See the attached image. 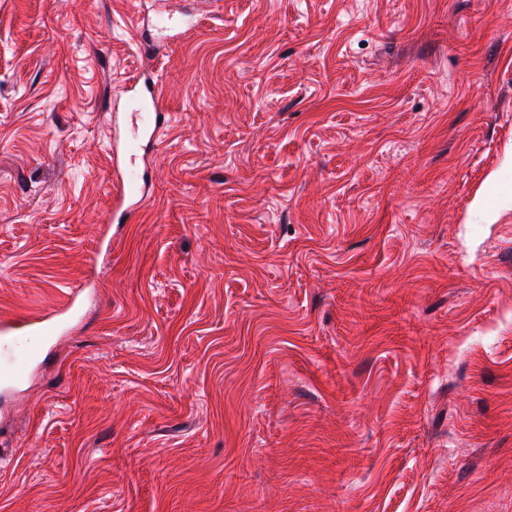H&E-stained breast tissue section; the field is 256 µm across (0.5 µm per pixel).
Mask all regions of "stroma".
Listing matches in <instances>:
<instances>
[{
  "instance_id": "1",
  "label": "stroma",
  "mask_w": 512,
  "mask_h": 512,
  "mask_svg": "<svg viewBox=\"0 0 512 512\" xmlns=\"http://www.w3.org/2000/svg\"><path fill=\"white\" fill-rule=\"evenodd\" d=\"M73 290L0 512H512V0H0V320ZM153 111V112H152ZM141 117L142 129L140 134H135L124 142L122 152L135 159L139 152L143 149V142L147 139L148 143L155 140L162 128L167 126L169 122V113L159 112L155 98L151 96L148 112ZM111 165L116 168L115 178L112 180V211L113 216L120 213L128 214L137 207H141L144 198L140 196L139 184L133 171L121 172L119 168V150L110 154Z\"/></svg>"
}]
</instances>
